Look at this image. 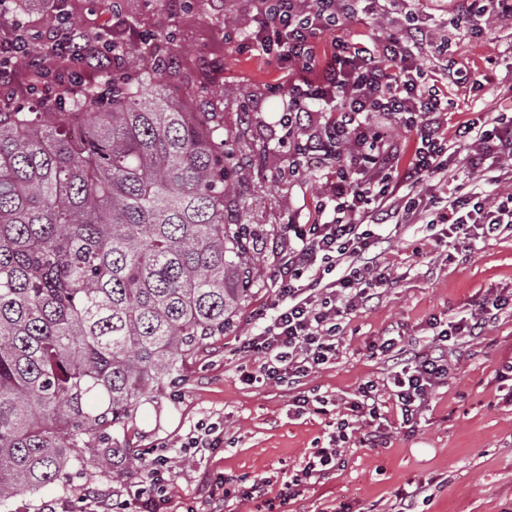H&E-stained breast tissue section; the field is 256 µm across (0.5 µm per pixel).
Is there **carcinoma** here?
<instances>
[{
    "label": "carcinoma",
    "mask_w": 512,
    "mask_h": 512,
    "mask_svg": "<svg viewBox=\"0 0 512 512\" xmlns=\"http://www.w3.org/2000/svg\"><path fill=\"white\" fill-rule=\"evenodd\" d=\"M180 51L131 44L63 111L0 100V506L87 453L122 473L145 390L231 330L255 284L264 154L249 112L225 126L221 86L180 80Z\"/></svg>",
    "instance_id": "carcinoma-1"
}]
</instances>
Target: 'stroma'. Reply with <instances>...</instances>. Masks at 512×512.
<instances>
[{"label": "stroma", "mask_w": 512, "mask_h": 512, "mask_svg": "<svg viewBox=\"0 0 512 512\" xmlns=\"http://www.w3.org/2000/svg\"><path fill=\"white\" fill-rule=\"evenodd\" d=\"M125 18L145 31H171L183 50L178 65L207 70L223 85L228 108L224 122L235 127L236 106L247 105L253 125L249 137L262 142L280 137V99L275 88H287L282 70L257 51L246 48L234 27L243 25L248 0H206L190 10L185 0H121ZM480 35L457 34L448 57L479 89L452 85L450 98L465 118L512 107V22L485 16ZM472 148H454L452 168L458 176L484 185L501 176L499 190L512 189L504 178L507 160H486L471 172ZM292 151L275 147L250 181L253 204L249 221L272 228L264 242L260 281L240 308L234 332L210 338L184 362L179 380L149 390L121 439L132 454L166 456L170 462L167 495L161 512H263L258 501L235 493L223 502L210 498L204 477L270 480L278 494L299 469L311 448L326 445L339 404L349 401L359 384L385 383L390 365L369 346L399 329L408 355L426 352L431 319L475 309L487 297L512 294V231L470 243L440 241L439 227L383 224L374 233L381 241L378 261L387 266L392 285L366 307L348 316L335 360L295 385L244 383L235 353L241 339L262 331L255 311L275 299L278 258L288 239L278 224L292 211L308 217L323 183V173L304 166L301 176L283 178ZM454 364L437 386L415 430L392 427L384 445L371 447L353 434L343 445L336 471L287 504L288 512H397L401 497L423 487L426 499L418 512H512V403L505 402L501 366L512 360V308L497 311L483 334L464 338L453 348ZM312 388L335 399L324 414L295 415L291 396ZM224 429L222 448L195 453L184 442L198 421ZM145 467L126 469L114 477L109 461L89 455L71 470L64 483L42 486L0 508V512H97L99 496H112L116 512H135L149 487Z\"/></svg>", "instance_id": "obj_1"}]
</instances>
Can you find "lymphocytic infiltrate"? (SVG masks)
Wrapping results in <instances>:
<instances>
[{"mask_svg": "<svg viewBox=\"0 0 512 512\" xmlns=\"http://www.w3.org/2000/svg\"><path fill=\"white\" fill-rule=\"evenodd\" d=\"M361 2L256 0L245 30L246 47L300 72V79L288 85L278 124L282 132L294 134L298 154L318 153L330 172L314 206V219L305 223L292 219L286 226L293 243L278 266L269 325L238 346L242 356L263 358L256 369L243 371L249 384H294L335 359L342 319L392 283L388 267L370 254L375 245L371 225L398 218L419 222L433 205L435 223L444 225L451 237L484 238L512 226V192L491 197L451 183L441 201L418 191L428 178L447 176L452 144L475 145L470 158L475 171L486 156H512V138L500 134L505 114H490L481 122L446 124L453 109L448 87L461 78L453 62L443 64L436 78L417 63V56L434 46L427 24H411L374 39L360 34L339 37L330 52H318L319 35L341 20L358 18ZM58 53L72 57L66 81L71 85L83 84L89 70L108 71L122 61L107 39L87 37L66 25L53 32L47 48L36 51L1 39L0 87L12 83L15 62L21 58L30 77L26 93L65 107L66 83H59L46 65L47 58ZM319 111L325 112L324 120L316 119ZM381 116L414 133L409 157L383 147L377 123ZM339 266L343 274L324 282V272ZM486 312L481 306L449 320L431 337L427 353L414 359L402 358L399 338L386 336L373 342L372 350L391 360L392 372L385 383L368 380L358 386L336 422L335 435L326 447L304 457L279 501L295 498L305 486L328 477L340 461L341 442L353 432H361L368 445L381 441L385 404H393L400 426L415 427L433 389L452 370L449 347L480 336Z\"/></svg>", "mask_w": 512, "mask_h": 512, "instance_id": "obj_1", "label": "lymphocytic infiltrate"}]
</instances>
